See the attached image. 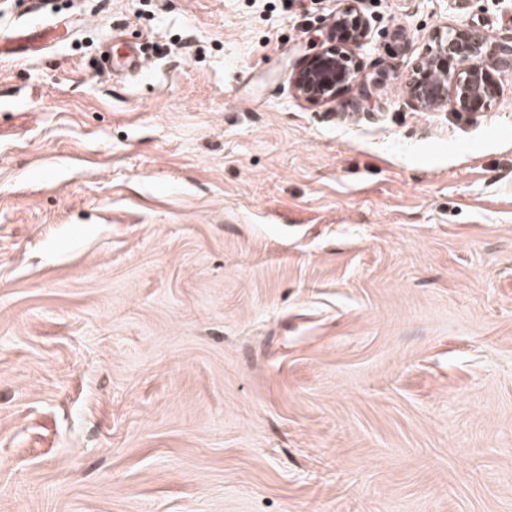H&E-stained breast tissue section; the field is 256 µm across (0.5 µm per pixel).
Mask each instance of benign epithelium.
<instances>
[{
    "label": "benign epithelium",
    "mask_w": 512,
    "mask_h": 512,
    "mask_svg": "<svg viewBox=\"0 0 512 512\" xmlns=\"http://www.w3.org/2000/svg\"><path fill=\"white\" fill-rule=\"evenodd\" d=\"M345 50L326 49L309 57L294 79L296 96L326 102L359 76L348 47L366 35L365 24L348 5L332 23ZM485 37L472 28L437 33L414 64L406 84L413 104L426 112L452 106L458 112H483L495 100L498 86L486 62Z\"/></svg>",
    "instance_id": "7a95c632"
}]
</instances>
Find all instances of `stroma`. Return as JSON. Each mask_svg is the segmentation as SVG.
Segmentation results:
<instances>
[{
    "mask_svg": "<svg viewBox=\"0 0 512 512\" xmlns=\"http://www.w3.org/2000/svg\"><path fill=\"white\" fill-rule=\"evenodd\" d=\"M58 20L0 60V512H512V73L406 93L512 0H0ZM355 13L352 6H346L338 13L339 17L331 26L336 39L343 41L347 48L359 43L366 35V26L362 18ZM487 57V41L479 31L438 32L414 64L406 84L410 100L426 112L440 111L448 104L457 112L487 110L498 93ZM109 61H113L114 69L119 72H141L147 63L141 47L134 44L122 43L120 47L111 45L106 50ZM359 76L349 49H326L309 57L294 79L296 96L308 101L326 102Z\"/></svg>",
    "mask_w": 512,
    "mask_h": 512,
    "instance_id": "stroma-1",
    "label": "stroma"
}]
</instances>
